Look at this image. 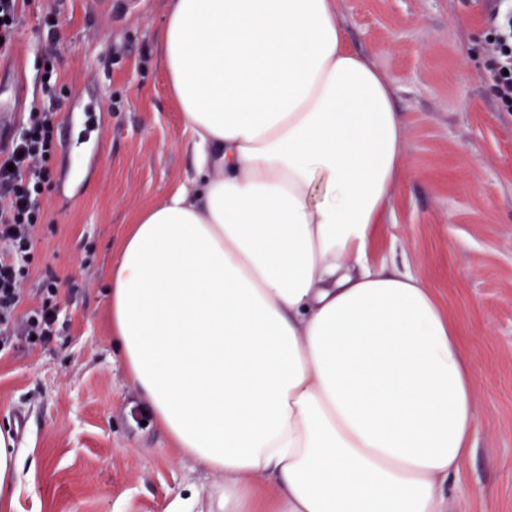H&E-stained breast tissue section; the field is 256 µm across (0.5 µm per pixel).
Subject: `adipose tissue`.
Listing matches in <instances>:
<instances>
[{
    "mask_svg": "<svg viewBox=\"0 0 512 512\" xmlns=\"http://www.w3.org/2000/svg\"><path fill=\"white\" fill-rule=\"evenodd\" d=\"M160 44L197 175L123 237L112 341L179 450L223 473L210 512H466L461 328L373 259L408 173L390 80L336 0H170Z\"/></svg>",
    "mask_w": 512,
    "mask_h": 512,
    "instance_id": "ef3b65f1",
    "label": "adipose tissue"
}]
</instances>
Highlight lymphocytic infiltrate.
I'll return each instance as SVG.
<instances>
[{"instance_id":"obj_1","label":"lymphocytic infiltrate","mask_w":512,"mask_h":512,"mask_svg":"<svg viewBox=\"0 0 512 512\" xmlns=\"http://www.w3.org/2000/svg\"><path fill=\"white\" fill-rule=\"evenodd\" d=\"M489 25L485 81L500 111L512 112V0H485ZM60 105L31 103L24 122L0 149V355L48 346L64 335L60 280L52 270L33 278L37 229L45 220Z\"/></svg>"}]
</instances>
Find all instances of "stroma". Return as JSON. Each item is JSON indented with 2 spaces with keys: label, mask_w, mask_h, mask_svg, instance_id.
Listing matches in <instances>:
<instances>
[{
  "label": "stroma",
  "mask_w": 512,
  "mask_h": 512,
  "mask_svg": "<svg viewBox=\"0 0 512 512\" xmlns=\"http://www.w3.org/2000/svg\"><path fill=\"white\" fill-rule=\"evenodd\" d=\"M168 0H22L12 57L43 98L37 47L59 19L53 98L72 114L38 232L64 281L69 325L46 348L0 358V429L17 448L12 512H207L223 474L183 455L144 407L112 345V256L137 215L194 173L163 69ZM351 48L394 86L409 173L376 260L408 268L458 320L476 372L475 450L457 490L467 512H512V112L483 75L481 0H338Z\"/></svg>",
  "instance_id": "stroma-1"
}]
</instances>
